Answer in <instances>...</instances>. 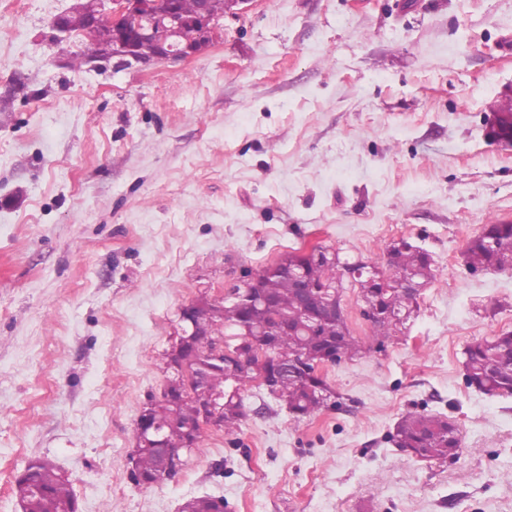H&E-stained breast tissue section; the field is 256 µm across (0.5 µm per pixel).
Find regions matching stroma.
Returning a JSON list of instances; mask_svg holds the SVG:
<instances>
[{"label":"stroma","instance_id":"obj_1","mask_svg":"<svg viewBox=\"0 0 512 512\" xmlns=\"http://www.w3.org/2000/svg\"><path fill=\"white\" fill-rule=\"evenodd\" d=\"M76 0H0V512L41 457L80 512H512V396L467 387L463 352L512 332V271L468 241L512 221V0H253L177 66L98 62L56 37ZM435 276L380 350L327 366L333 406L294 419L258 387L173 478H131L134 427L166 384L191 301L321 246ZM448 415L458 455L390 440Z\"/></svg>","mask_w":512,"mask_h":512}]
</instances>
